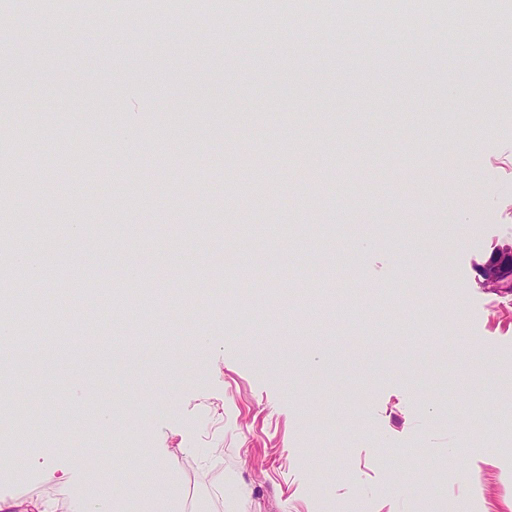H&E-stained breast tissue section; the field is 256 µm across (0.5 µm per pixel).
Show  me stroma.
Returning a JSON list of instances; mask_svg holds the SVG:
<instances>
[{
  "instance_id": "obj_1",
  "label": "stroma",
  "mask_w": 512,
  "mask_h": 512,
  "mask_svg": "<svg viewBox=\"0 0 512 512\" xmlns=\"http://www.w3.org/2000/svg\"><path fill=\"white\" fill-rule=\"evenodd\" d=\"M267 3L278 26L226 7L89 29L0 0L20 32L0 34V122L28 142L0 168L39 170L0 225L27 213L53 257L26 289L94 317L66 279L94 243L90 286L158 304L98 318L75 360L39 338L7 386L0 498L77 512L95 457L136 483L149 440L186 512H512V294L475 278L512 242V0H484V47L460 23L446 40L434 11L371 42ZM49 435L64 454L40 456Z\"/></svg>"
}]
</instances>
